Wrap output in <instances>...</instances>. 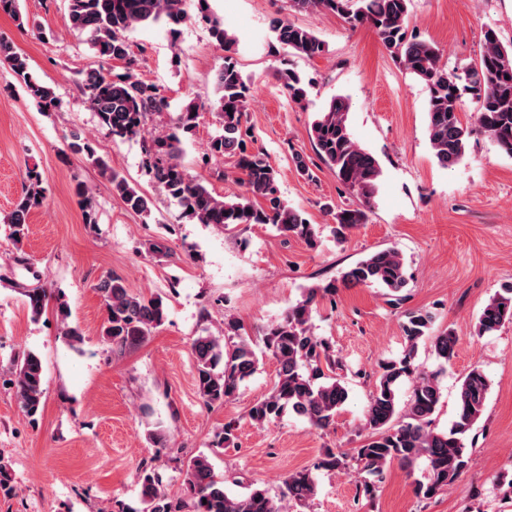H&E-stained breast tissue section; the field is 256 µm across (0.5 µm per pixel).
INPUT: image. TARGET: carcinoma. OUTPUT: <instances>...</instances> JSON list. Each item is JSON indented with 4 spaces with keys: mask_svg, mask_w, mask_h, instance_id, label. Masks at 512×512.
<instances>
[{
    "mask_svg": "<svg viewBox=\"0 0 512 512\" xmlns=\"http://www.w3.org/2000/svg\"><path fill=\"white\" fill-rule=\"evenodd\" d=\"M297 10H314L337 15L349 26L370 25L382 45L406 70L422 82L427 91L428 139L439 165L449 167L465 156L472 130L459 119L461 94L458 83H466L478 103L476 126L512 155V44L505 46L497 33L484 32L485 49L478 64L461 72H450L442 63L440 49L408 34L406 20L410 0H287ZM183 0H68L73 30L87 34L95 55L103 63L121 61L126 72L109 75L104 69H92L83 79V90L98 118L99 126L120 138L141 135L148 117L168 108V102L155 87L136 80L131 72L135 59L129 34L140 27L164 21L170 33L186 20ZM0 12L25 28L28 18L20 11L19 0H0ZM275 41L298 54L313 59L323 54L324 43L313 31L285 19L272 24ZM212 37L224 47V66L214 80L216 98L209 109L219 125V132L207 143V155L214 159L231 158L244 188L239 194H218L203 177L189 175L179 161L181 140L177 131L190 132L196 127L202 105L191 99L177 114L174 130L154 136L146 153L153 182L181 208L182 214L199 224L227 230L241 224H271L286 236L316 245L318 231L301 211L291 207L280 195L277 173L267 154L250 150L246 126L251 87L233 58L236 39L214 19ZM0 62L20 77L30 96L45 107L55 104L51 87L30 72L28 58L18 53L11 42L0 38ZM279 80L288 96L302 104L308 97V83L294 70L279 72ZM350 100L333 97L311 125V138L319 159L330 167L337 181L358 199V204L332 213L336 239L344 240L360 224L367 223L371 200L378 189L382 170L374 155L352 137L348 116ZM83 155L119 195L127 209L136 214L151 212L148 197L130 185L120 173L97 156L91 141L78 135L69 144ZM82 205L85 221L96 223V205L90 188L78 182L74 188ZM41 174L28 171L27 182L13 209L4 217L3 226L15 243L25 237L31 213L44 204ZM409 278L406 262L395 248L373 252L331 278L308 288L303 299L288 308L282 318L268 326L263 334L266 352L276 362V378L271 391L255 401L248 410L249 420L264 426L286 412L307 420L318 429L329 427L349 400L346 377L338 373L341 362L330 343L311 331L312 305L317 299H333L339 286H380L395 301ZM102 298L106 317L101 329L104 341L115 353L147 342L166 319L162 296L132 292L123 276L111 272L95 286ZM32 318L41 316L50 299H55L57 316L63 325L61 335L73 349L83 343V333L68 323L70 310L62 293L46 288L24 289ZM434 316L428 311L407 313L403 324L406 349L402 357L379 364L374 390L365 412L364 428L370 431L360 447L350 456L332 451L310 468L284 476L281 497L293 502L297 512H309L317 495L316 472L346 469L358 471V488L365 496L373 495L382 482L388 465L398 462L406 468L425 461L424 479L416 481V495L431 499L452 486L469 463L467 438L483 416L491 382L482 366H471L459 380L456 409L448 429L431 427L432 417L442 392L436 375L419 370L415 355L420 342L431 340L436 358L445 363L455 354L457 338L450 329L431 335ZM512 323V289L496 294L484 306L477 322V334L490 335ZM196 362L197 392L210 407L236 397L241 387L258 371L260 359L256 345L239 333L232 321L224 330L206 332L191 344ZM11 386L22 412L35 418L43 409L46 393L44 369L40 356L24 351L9 367ZM410 382L408 402L400 404L399 392ZM227 479L215 472L204 453L190 456L185 463V493L171 498L161 487L153 467L144 466L139 475V508L118 504L117 512H280L276 501L264 489L246 487L237 492L226 486Z\"/></svg>",
    "mask_w": 512,
    "mask_h": 512,
    "instance_id": "obj_1",
    "label": "carcinoma"
}]
</instances>
